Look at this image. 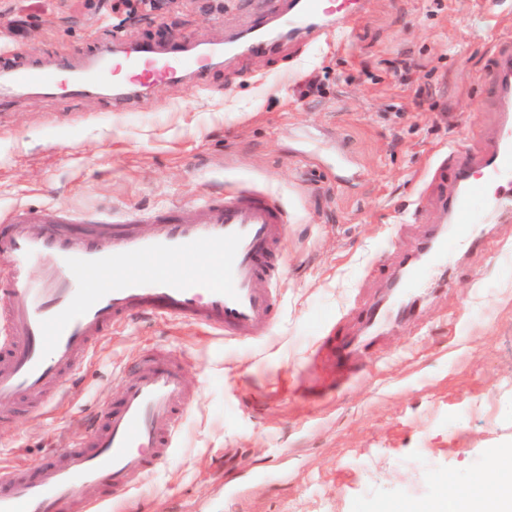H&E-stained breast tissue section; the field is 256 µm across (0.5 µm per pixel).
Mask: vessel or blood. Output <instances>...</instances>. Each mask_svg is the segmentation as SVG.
Instances as JSON below:
<instances>
[{
	"label": "vessel or blood",
	"instance_id": "b4317fda",
	"mask_svg": "<svg viewBox=\"0 0 512 512\" xmlns=\"http://www.w3.org/2000/svg\"><path fill=\"white\" fill-rule=\"evenodd\" d=\"M287 0L279 13L256 12L223 42L159 45L121 38L60 57L50 68L20 65L0 50V104L33 94L79 100L102 95L110 111L185 75L205 74L239 53L266 60L354 29L368 0ZM499 116L487 150L440 161L432 171L447 232L432 236L421 258L405 262L408 287L423 283L457 244H474L477 225L512 220V44H497L484 77ZM61 205L0 211V423L64 402L69 384L96 345L142 314L189 322L228 339L256 337L280 305L277 281L288 212L267 188L239 182L192 207L174 204L150 216L73 231ZM219 257L210 278L183 269L198 254ZM112 272L110 281L101 275ZM191 404L182 363L163 349L141 356L118 399L66 448L30 466H0V512H104L172 459Z\"/></svg>",
	"mask_w": 512,
	"mask_h": 512
}]
</instances>
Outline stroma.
Masks as SVG:
<instances>
[{
    "label": "stroma",
    "mask_w": 512,
    "mask_h": 512,
    "mask_svg": "<svg viewBox=\"0 0 512 512\" xmlns=\"http://www.w3.org/2000/svg\"><path fill=\"white\" fill-rule=\"evenodd\" d=\"M111 0H0V37L30 16L23 57L44 65L112 35ZM283 0H175L123 38L223 40ZM512 42V0H371L358 26L267 61L247 54L204 79L164 84L107 111L102 99L32 95L0 106V207L69 206L82 224L145 223L225 180L287 208L281 314L256 339L141 318L96 348L63 407L0 426V463L33 464L105 410L120 370L155 347L182 361L194 403L170 463L115 512H425L448 488L512 455V222L456 253L412 316L369 332L389 274L442 227L426 171L490 139L484 91L494 42ZM407 83L387 87L391 64ZM313 75L322 95L300 97ZM341 327L354 379L339 383L326 336ZM262 473L240 498L219 477Z\"/></svg>",
    "instance_id": "obj_1"
}]
</instances>
